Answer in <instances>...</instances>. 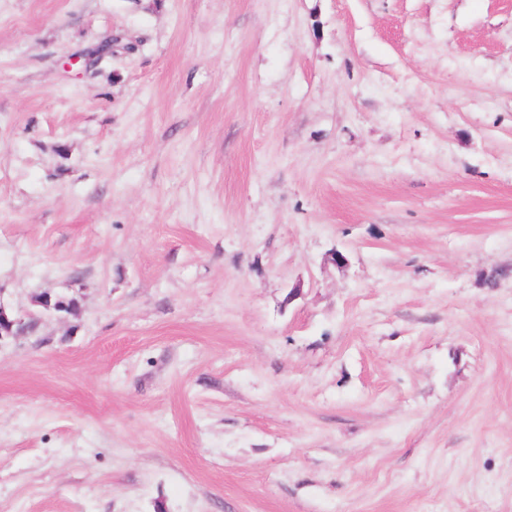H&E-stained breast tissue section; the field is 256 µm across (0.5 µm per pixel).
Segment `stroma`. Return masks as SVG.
Wrapping results in <instances>:
<instances>
[{
    "mask_svg": "<svg viewBox=\"0 0 512 512\" xmlns=\"http://www.w3.org/2000/svg\"><path fill=\"white\" fill-rule=\"evenodd\" d=\"M69 288L0 512H512V0H0V301Z\"/></svg>",
    "mask_w": 512,
    "mask_h": 512,
    "instance_id": "stroma-1",
    "label": "stroma"
}]
</instances>
